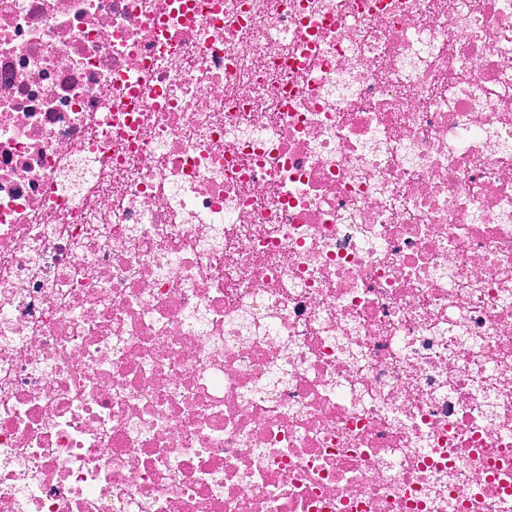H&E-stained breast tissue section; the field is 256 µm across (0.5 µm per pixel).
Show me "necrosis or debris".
<instances>
[{"instance_id": "4bbe7bcc", "label": "necrosis or debris", "mask_w": 512, "mask_h": 512, "mask_svg": "<svg viewBox=\"0 0 512 512\" xmlns=\"http://www.w3.org/2000/svg\"><path fill=\"white\" fill-rule=\"evenodd\" d=\"M0 512H512V0H0Z\"/></svg>"}]
</instances>
